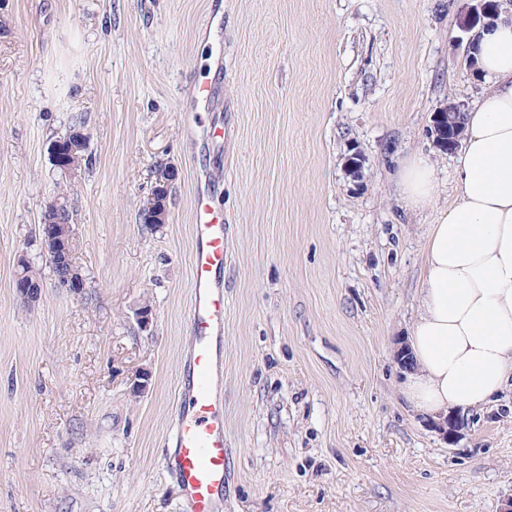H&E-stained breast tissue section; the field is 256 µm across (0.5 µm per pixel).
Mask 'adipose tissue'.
<instances>
[{
  "mask_svg": "<svg viewBox=\"0 0 512 512\" xmlns=\"http://www.w3.org/2000/svg\"><path fill=\"white\" fill-rule=\"evenodd\" d=\"M474 57L493 85L464 113L454 202L424 238L403 390L428 417L487 406L512 383V20L479 31ZM400 181L415 207L436 192L434 167L420 154Z\"/></svg>",
  "mask_w": 512,
  "mask_h": 512,
  "instance_id": "obj_1",
  "label": "adipose tissue"
}]
</instances>
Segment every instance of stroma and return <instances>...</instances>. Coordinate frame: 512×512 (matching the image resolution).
I'll use <instances>...</instances> for the list:
<instances>
[{"label": "stroma", "mask_w": 512, "mask_h": 512, "mask_svg": "<svg viewBox=\"0 0 512 512\" xmlns=\"http://www.w3.org/2000/svg\"><path fill=\"white\" fill-rule=\"evenodd\" d=\"M485 4L512 16V0H6L0 512H182L163 452L189 347L191 209L207 184L227 226L224 512L512 500V388L464 412L451 445L405 402L398 360L456 166L433 142L434 114L491 86L470 64ZM76 113L92 163L65 178L48 144ZM417 153L437 179L422 208L400 182ZM159 165L176 172L168 220L144 224ZM61 188L77 213L79 297L58 287L35 233ZM23 253L43 283L31 309L13 288Z\"/></svg>", "instance_id": "obj_1"}]
</instances>
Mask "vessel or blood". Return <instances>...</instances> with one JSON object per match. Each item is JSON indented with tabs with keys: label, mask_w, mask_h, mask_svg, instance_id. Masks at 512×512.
<instances>
[{
	"label": "vessel or blood",
	"mask_w": 512,
	"mask_h": 512,
	"mask_svg": "<svg viewBox=\"0 0 512 512\" xmlns=\"http://www.w3.org/2000/svg\"><path fill=\"white\" fill-rule=\"evenodd\" d=\"M191 345L181 401L164 457L184 512H222L228 480L224 444V216L198 191L193 209Z\"/></svg>",
	"instance_id": "b4317fda"
}]
</instances>
